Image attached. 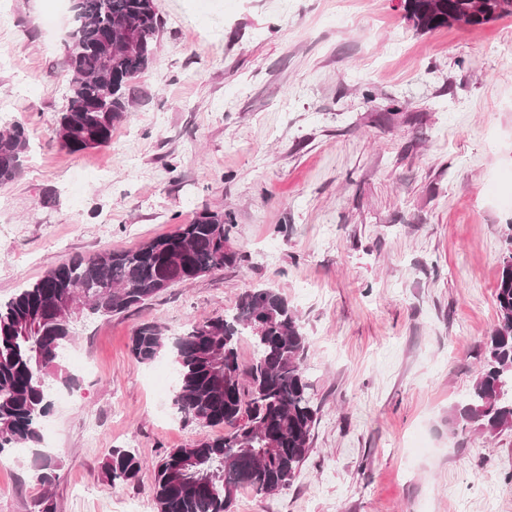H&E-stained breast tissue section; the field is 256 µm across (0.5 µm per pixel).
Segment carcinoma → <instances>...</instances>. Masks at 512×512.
Here are the masks:
<instances>
[{
  "instance_id": "cac0c4a2",
  "label": "carcinoma",
  "mask_w": 512,
  "mask_h": 512,
  "mask_svg": "<svg viewBox=\"0 0 512 512\" xmlns=\"http://www.w3.org/2000/svg\"><path fill=\"white\" fill-rule=\"evenodd\" d=\"M402 2L405 18L425 33L475 11L474 27L512 17V0ZM72 17L64 41L68 98L57 122L66 130L60 146L79 153L109 145L127 118L134 82L154 59L161 19L155 0H72ZM27 147L23 124L0 131V184L20 175ZM231 229L224 214L205 209L137 248L63 262L0 301V453L42 441L54 387L75 382L61 358L74 342L77 320L121 314L168 285L237 265L240 254L225 250ZM508 230L511 248L495 289L497 320L484 342L482 371L459 409L464 422L492 433L512 429V225ZM243 336L253 347L247 364L238 353ZM308 347L297 312L266 285L245 290L230 312L196 320L177 334L156 321L134 329L129 348L138 362L171 356L180 421L227 428L155 463L157 512H234L243 487L267 497L290 486L312 450L320 413L303 367ZM143 467L135 452L113 448L105 472L113 483H132Z\"/></svg>"
}]
</instances>
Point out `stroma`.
<instances>
[{
	"label": "stroma",
	"instance_id": "obj_1",
	"mask_svg": "<svg viewBox=\"0 0 512 512\" xmlns=\"http://www.w3.org/2000/svg\"><path fill=\"white\" fill-rule=\"evenodd\" d=\"M162 28L108 147L71 153L57 0H0V129L22 123V173L0 185V300L75 256L130 249L208 209L241 262L87 318L38 448L0 453V512H125L152 466L208 435L156 388L171 360L130 336L177 333L269 284L309 336L321 407L291 485L242 489L236 512H512V430L456 414L496 321L512 209V17L416 31L400 0H155ZM146 462L107 480L110 449ZM48 456L56 479L33 478Z\"/></svg>",
	"mask_w": 512,
	"mask_h": 512
}]
</instances>
